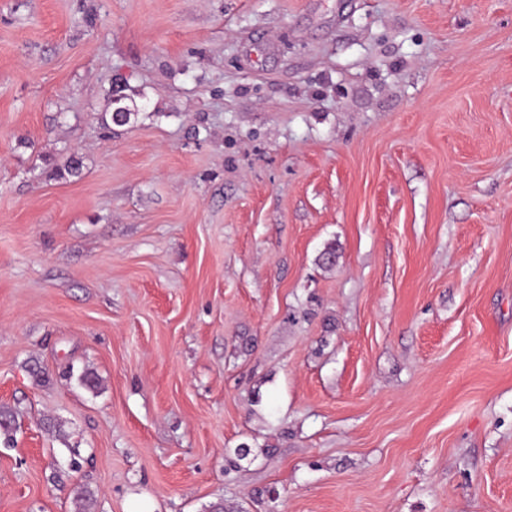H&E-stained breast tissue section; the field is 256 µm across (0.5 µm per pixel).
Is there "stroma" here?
Here are the masks:
<instances>
[{
  "instance_id": "stroma-1",
  "label": "stroma",
  "mask_w": 512,
  "mask_h": 512,
  "mask_svg": "<svg viewBox=\"0 0 512 512\" xmlns=\"http://www.w3.org/2000/svg\"><path fill=\"white\" fill-rule=\"evenodd\" d=\"M1 408L0 512H512V0H0Z\"/></svg>"
}]
</instances>
